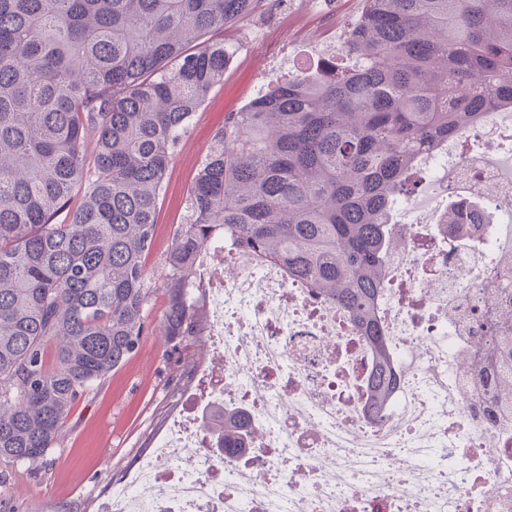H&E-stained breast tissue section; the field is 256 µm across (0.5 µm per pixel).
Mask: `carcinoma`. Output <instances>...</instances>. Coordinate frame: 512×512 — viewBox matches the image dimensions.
Segmentation results:
<instances>
[{
    "label": "carcinoma",
    "mask_w": 512,
    "mask_h": 512,
    "mask_svg": "<svg viewBox=\"0 0 512 512\" xmlns=\"http://www.w3.org/2000/svg\"><path fill=\"white\" fill-rule=\"evenodd\" d=\"M284 0H0V464L49 466L74 405L136 349L152 296L204 335L197 260L224 237L334 300L364 336L377 411L393 357L378 295L421 158L512 108V0H359L341 53L224 118L161 284L145 257L175 146L236 45ZM205 426L244 448L242 413Z\"/></svg>",
    "instance_id": "cac0c4a2"
}]
</instances>
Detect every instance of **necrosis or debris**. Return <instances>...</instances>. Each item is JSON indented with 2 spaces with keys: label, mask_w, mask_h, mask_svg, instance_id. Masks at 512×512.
Segmentation results:
<instances>
[{
  "label": "necrosis or debris",
  "mask_w": 512,
  "mask_h": 512,
  "mask_svg": "<svg viewBox=\"0 0 512 512\" xmlns=\"http://www.w3.org/2000/svg\"><path fill=\"white\" fill-rule=\"evenodd\" d=\"M422 157L428 195L395 204L378 296L397 378L367 397L370 352L349 317L280 267L220 242L199 260L209 331L186 405L101 498L100 512H512V342L487 341L483 310L512 326V114ZM477 203L463 235L441 218ZM243 411L225 454L205 412Z\"/></svg>",
  "instance_id": "4bbe7bcc"
}]
</instances>
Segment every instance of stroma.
Returning a JSON list of instances; mask_svg holds the SVG:
<instances>
[{
  "mask_svg": "<svg viewBox=\"0 0 512 512\" xmlns=\"http://www.w3.org/2000/svg\"><path fill=\"white\" fill-rule=\"evenodd\" d=\"M357 10V0H316L315 6L290 8L288 14L240 34L241 46L223 83L195 114L168 168L155 244L146 260L152 278L161 274L173 229L183 218L187 190L225 114L238 111L267 81L295 70L299 62L317 63L341 46ZM165 306V295L156 294L136 351L77 401L51 454L49 471L35 476L21 465L0 468L20 512H97L113 478L143 457L151 437L166 425L177 391L186 385L183 371L203 362L206 345L173 346L159 329Z\"/></svg>",
  "mask_w": 512,
  "mask_h": 512,
  "instance_id": "35a3bbf8",
  "label": "stroma"
}]
</instances>
